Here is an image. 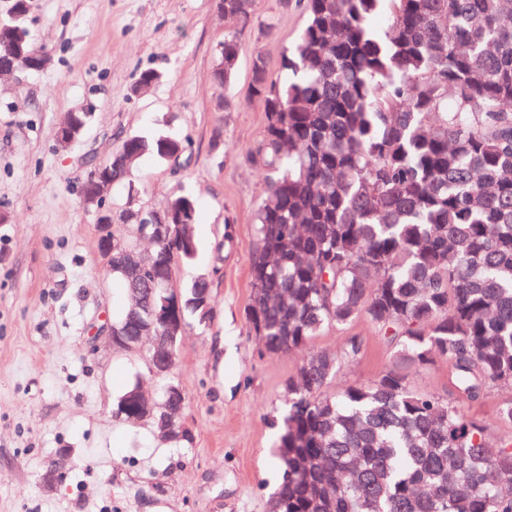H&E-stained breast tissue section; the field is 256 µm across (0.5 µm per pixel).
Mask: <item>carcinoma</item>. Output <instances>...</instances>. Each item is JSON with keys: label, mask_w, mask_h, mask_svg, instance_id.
<instances>
[{"label": "carcinoma", "mask_w": 512, "mask_h": 512, "mask_svg": "<svg viewBox=\"0 0 512 512\" xmlns=\"http://www.w3.org/2000/svg\"><path fill=\"white\" fill-rule=\"evenodd\" d=\"M255 0H224L229 29L213 79L232 83ZM0 19L24 55L28 0ZM305 25L273 77L265 58L252 97L266 113L256 160L268 171L255 212L247 314L264 350H300L363 320L396 349V368L330 393L362 349L314 353L285 384L272 512H512V432L491 440L463 408L512 386V0H301ZM388 26L375 31L373 15ZM181 142L123 140L139 160H171ZM169 207L165 242L135 283L112 276L140 324L164 332L178 261L198 252L195 203ZM182 316L212 318L209 281L180 294ZM448 364V398L407 372ZM134 383L114 415L130 423Z\"/></svg>", "instance_id": "carcinoma-1"}]
</instances>
